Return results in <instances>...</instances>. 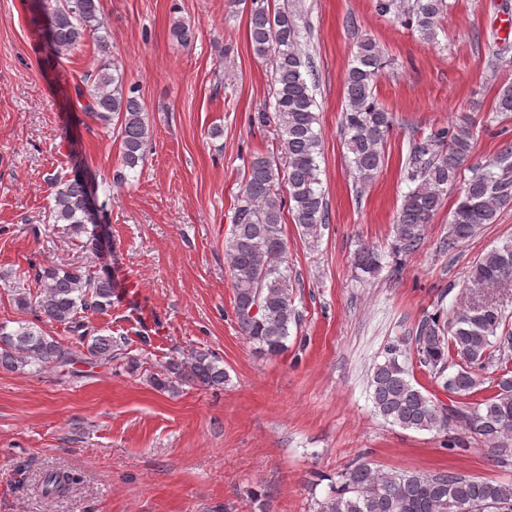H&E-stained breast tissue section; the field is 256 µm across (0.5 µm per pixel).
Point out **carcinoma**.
Wrapping results in <instances>:
<instances>
[{
  "mask_svg": "<svg viewBox=\"0 0 512 512\" xmlns=\"http://www.w3.org/2000/svg\"><path fill=\"white\" fill-rule=\"evenodd\" d=\"M375 11L392 14L426 40L437 36L448 0H373ZM31 11L44 18L43 53L59 59L94 39L103 63L92 83L74 86L81 110L109 124L120 121V165L135 169L143 160L149 137L144 106L125 87L126 77L112 59L108 36L99 16L98 0H30ZM300 16L285 8L270 15L262 6L251 10L250 37L259 56H271L274 113L279 129L280 166L268 156L250 163L242 192L237 197L225 254L233 290L237 325L255 351L277 357L288 350L289 327L300 321L294 286L288 274L287 245L282 216L292 213L304 239L317 241L329 217L317 158L321 132L315 98L308 82L309 62L301 48ZM383 53L371 39L357 43L353 65L345 77L346 107L342 115L347 158L362 184L371 182L385 163V139L394 117L375 98L373 86L383 68ZM475 122L468 115L449 126L413 138L404 168L408 191L395 224V249L413 253L422 244L426 224L443 206L475 148ZM471 177L448 212V235L439 249L452 253L475 235L483 224L495 221L500 208L512 204V145L496 157L470 167ZM51 217L54 224L95 250L99 238L88 225L99 223L91 205V187L83 178L53 183ZM355 265L374 277L382 268L380 253L359 249ZM33 280L36 297H17L21 307L34 304L47 319L70 333L63 343L29 324L8 327L0 323V366L22 370L27 366L66 368L80 359L112 361L118 347L110 335L89 329L86 313L112 307V280L95 276L79 266L41 267L23 272ZM512 283V240L488 251L468 271L465 287H494ZM495 377L483 386L484 373ZM426 371L443 380L451 404L423 392L415 377ZM151 383L175 393L184 385L222 389L229 381L222 360L195 351L168 361ZM370 387L375 412L387 423L405 430L435 431L448 436L444 447L467 448L468 439L482 443L499 468L512 469V327L502 310L488 301L473 302L446 314L438 308L425 313L406 334L384 348L383 360L374 365ZM76 481L71 473L44 475L42 494L53 496ZM318 512H512V482L482 479L462 472H394L359 460L330 485L318 502Z\"/></svg>",
  "mask_w": 512,
  "mask_h": 512,
  "instance_id": "1",
  "label": "carcinoma"
}]
</instances>
